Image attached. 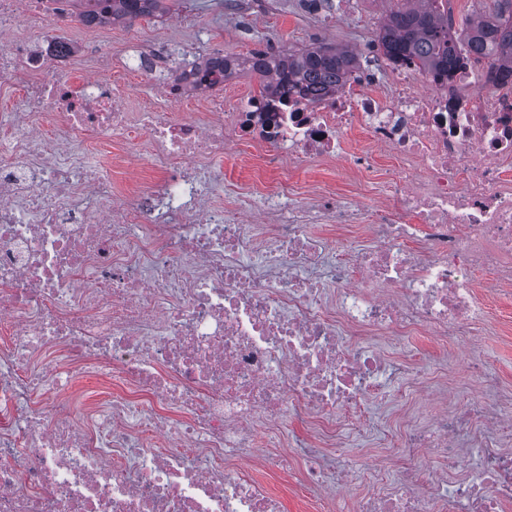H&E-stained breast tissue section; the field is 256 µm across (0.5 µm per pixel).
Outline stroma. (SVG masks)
Segmentation results:
<instances>
[{"label":"stroma","instance_id":"obj_1","mask_svg":"<svg viewBox=\"0 0 512 512\" xmlns=\"http://www.w3.org/2000/svg\"><path fill=\"white\" fill-rule=\"evenodd\" d=\"M389 0H354L350 7L322 19L293 7L268 8L244 16L230 7L228 0H176L170 11L159 17H146L129 24L107 25L96 34L86 35L76 13L57 21L72 39H85L88 45H111L112 67L109 78L125 83L132 109L147 100V78L128 73L126 62L138 47L159 42L185 45L190 57L214 52L244 56L263 44L279 50L302 49L318 43L360 51L359 30L368 20L384 19ZM394 161L378 155L371 172L362 178L339 177L333 166L313 162L300 169H289L288 181L298 192L330 191L345 201L367 194L376 199L391 178ZM279 172L227 153L224 158V207H234L242 193L260 192L273 185ZM492 322L481 348L471 347L458 336L447 346H434L426 334L391 337L374 336L370 342L394 362L408 363L410 374L402 375L398 391L370 402L371 414L394 428L408 424H432V412L439 409L453 414L464 409L468 400L500 394L512 396V288L485 291ZM495 360L492 384L475 380L471 364L482 355Z\"/></svg>","mask_w":512,"mask_h":512}]
</instances>
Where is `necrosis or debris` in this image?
<instances>
[{
	"label": "necrosis or debris",
	"instance_id": "obj_1",
	"mask_svg": "<svg viewBox=\"0 0 512 512\" xmlns=\"http://www.w3.org/2000/svg\"><path fill=\"white\" fill-rule=\"evenodd\" d=\"M50 19L41 0H0V83L17 93L0 112V512H282L258 470L293 474L322 512L357 477L370 489L353 512H505L510 398L382 427L393 473L369 457L329 471L312 450L294 469L279 444L301 422L342 447V424L386 395L402 366L366 336L486 331L475 272L512 288V82L472 54L441 79L391 63L382 87L363 66L309 102L230 101L197 69L170 78L174 51L152 48L130 69L154 103L133 112L102 75L111 52L84 57ZM355 130L370 148L352 155ZM100 143L153 179L115 191ZM232 147L267 167L366 172L378 151L400 166L371 204L282 182L226 211L212 197ZM317 220L371 238L335 242ZM86 377L119 387L83 424L69 392ZM463 440L474 459L458 477ZM428 452L450 472L424 494Z\"/></svg>",
	"mask_w": 512,
	"mask_h": 512
}]
</instances>
